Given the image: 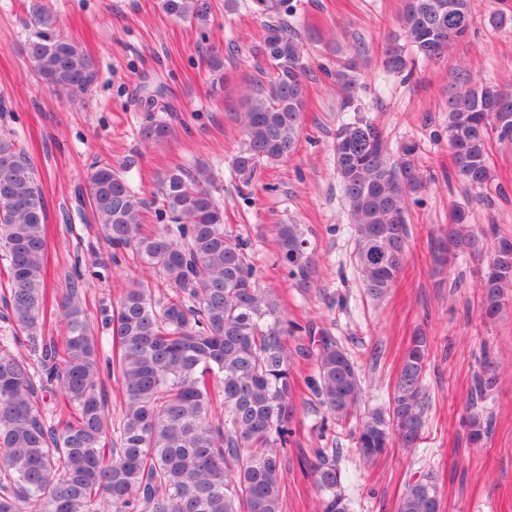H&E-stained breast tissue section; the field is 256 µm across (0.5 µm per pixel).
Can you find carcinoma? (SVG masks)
I'll list each match as a JSON object with an SVG mask.
<instances>
[{"label":"carcinoma","instance_id":"obj_1","mask_svg":"<svg viewBox=\"0 0 512 512\" xmlns=\"http://www.w3.org/2000/svg\"><path fill=\"white\" fill-rule=\"evenodd\" d=\"M254 4L268 19L262 53L273 74L249 94L242 117L245 139L233 170L246 187L260 165L294 154L306 99L300 41L282 19L287 0ZM161 9L204 27L213 4L161 0ZM31 16L27 54L41 83L70 106L85 103L97 78L94 59L55 32L46 5L33 4ZM474 16L473 0H405L399 22L416 51L433 60L469 37ZM386 55L388 69L406 67L398 46ZM462 82L448 98L450 160L457 180L482 189L492 180L490 140L512 145V84ZM488 114L507 122L496 129L484 122ZM172 133L153 117L140 130L155 144ZM334 152L356 236L355 271L381 299L402 270L409 198L430 178L416 162V143L393 153L379 128L361 118L339 127ZM133 164H94L88 203L112 258L131 251L162 280L152 286L132 279L95 322L82 306L79 268L61 298H49L47 214L36 169L15 134H0V293L13 327L0 335V512H282L299 360L315 364L309 388L323 409L320 432L330 422L356 420L357 447L368 463L390 448L418 447L429 404L426 336L417 334L406 349L387 406L361 413L364 388L351 356L326 330L288 321L279 296L260 287L247 242L224 228L206 170L176 168L158 179L159 225L144 234L147 202L124 175ZM439 246L454 256L489 257L479 275V309L494 321L512 289V238L496 236L491 225L474 227L469 209L456 206ZM277 248L293 287L317 286L319 265L300 225H280ZM49 316L64 323V336L45 335ZM105 334L112 357L103 360ZM22 340L28 354L12 353ZM104 374L121 397L116 424L99 389ZM499 380L497 362L482 349L463 420L473 445L489 432L479 405ZM52 387L62 394L57 414L40 404ZM339 452L319 448L309 467L323 493L321 512H349ZM439 502L429 471L406 486L397 512H439Z\"/></svg>","mask_w":512,"mask_h":512}]
</instances>
